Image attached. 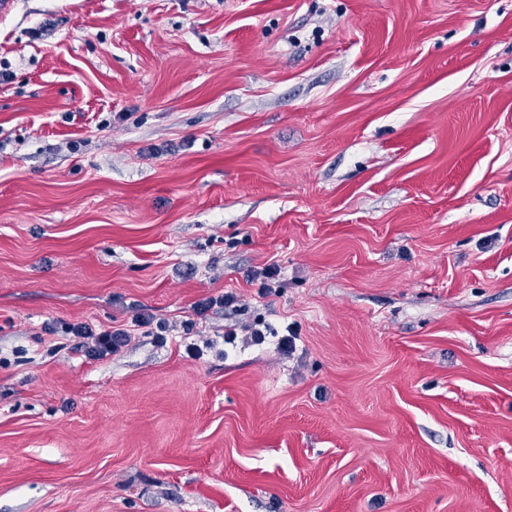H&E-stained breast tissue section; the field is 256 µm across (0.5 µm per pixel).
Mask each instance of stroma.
<instances>
[{
	"label": "stroma",
	"mask_w": 512,
	"mask_h": 512,
	"mask_svg": "<svg viewBox=\"0 0 512 512\" xmlns=\"http://www.w3.org/2000/svg\"><path fill=\"white\" fill-rule=\"evenodd\" d=\"M0 512H512V0H14ZM153 323V317L141 314L135 319L132 326L93 329L91 326L79 323L70 328V333L79 339L78 345L84 356L90 360H101L109 355L119 352L127 346L134 336L131 327H149ZM130 327V328H128Z\"/></svg>",
	"instance_id": "35a3bbf8"
}]
</instances>
